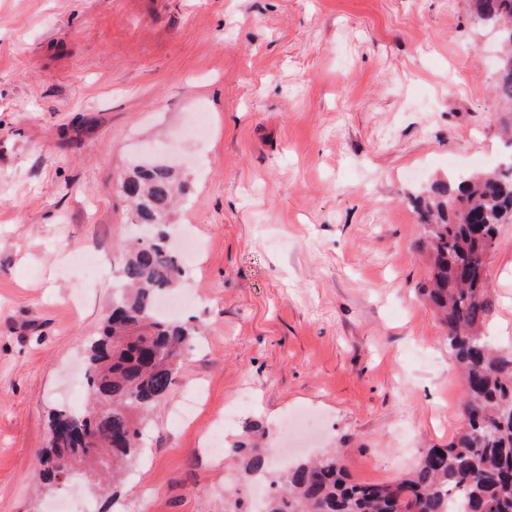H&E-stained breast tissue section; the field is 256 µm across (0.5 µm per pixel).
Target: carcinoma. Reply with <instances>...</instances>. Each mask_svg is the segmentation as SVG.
I'll return each mask as SVG.
<instances>
[{"label":"carcinoma","mask_w":512,"mask_h":512,"mask_svg":"<svg viewBox=\"0 0 512 512\" xmlns=\"http://www.w3.org/2000/svg\"><path fill=\"white\" fill-rule=\"evenodd\" d=\"M470 10L487 27L512 24V0H470ZM493 89L512 112V46ZM183 187L182 174L164 165L136 167L122 180L134 223L154 235L126 247L121 292L101 334L85 345L87 406L48 417L41 470L47 489L62 486L65 462L74 476L95 471L92 492L108 494L100 475L117 480L122 464L139 453L148 412L168 395L186 349L202 335L198 325L156 309L158 296L177 287L184 272L165 235L168 205ZM417 212L432 265L422 292L446 326L449 357L463 375V427L447 445L425 449L415 469L392 483L351 480L337 450L300 460L271 475L261 512H448L455 495L465 512H512V352H501L483 332L491 306L487 256L499 227L512 222V155L505 166L434 182L419 195ZM261 436L253 430L231 449L246 477L270 471Z\"/></svg>","instance_id":"cac0c4a2"}]
</instances>
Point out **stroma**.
<instances>
[{
	"label": "stroma",
	"mask_w": 512,
	"mask_h": 512,
	"mask_svg": "<svg viewBox=\"0 0 512 512\" xmlns=\"http://www.w3.org/2000/svg\"><path fill=\"white\" fill-rule=\"evenodd\" d=\"M497 56L469 0H0V512H112L87 482L42 487L39 456L49 412L86 401L83 343L137 234L120 183L143 162L187 179L172 217L202 244L181 289L204 334L151 411L130 512H250L231 449L256 421L275 446L301 407L323 421L289 461L334 448L356 482L448 444L465 388L419 293L414 199L504 157ZM196 112L208 134L177 140ZM80 257L109 275L85 281ZM487 274L486 332L512 349V223Z\"/></svg>",
	"instance_id": "obj_1"
}]
</instances>
